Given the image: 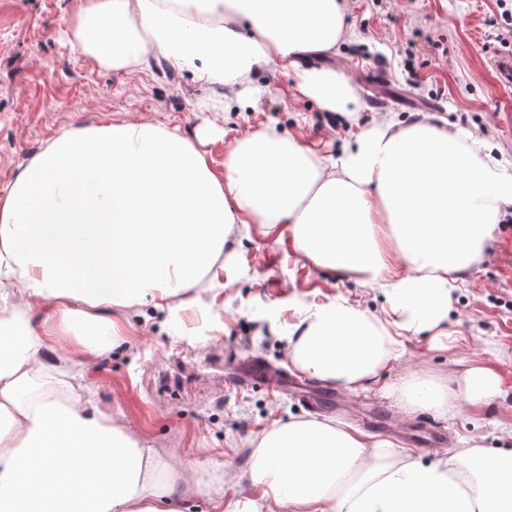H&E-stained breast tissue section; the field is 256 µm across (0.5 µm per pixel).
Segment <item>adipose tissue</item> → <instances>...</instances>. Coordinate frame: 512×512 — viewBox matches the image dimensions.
<instances>
[{"mask_svg": "<svg viewBox=\"0 0 512 512\" xmlns=\"http://www.w3.org/2000/svg\"><path fill=\"white\" fill-rule=\"evenodd\" d=\"M344 14V0H79L75 37L115 70L163 56L211 94L258 98L253 67H288L301 94L351 120L358 88L296 64L335 53ZM505 205L512 173L433 116L362 130L329 159L265 129L236 141L220 171L168 127L61 130L0 195V288L53 307L37 329L18 305H0V512H183L172 483L154 478L157 451L88 413L68 367L123 340L119 320L137 307L201 306L194 290L223 287L238 224L286 225L302 258L382 284L389 299L383 317L339 296L306 308L287 338L293 369L350 393L380 387L408 410L492 404L501 381L479 361L451 384L386 374L407 334L446 321ZM224 484L213 512H512V448L424 463L336 419L275 420ZM228 487L243 497L225 502Z\"/></svg>", "mask_w": 512, "mask_h": 512, "instance_id": "adipose-tissue-1", "label": "adipose tissue"}]
</instances>
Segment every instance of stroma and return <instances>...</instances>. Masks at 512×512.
Listing matches in <instances>:
<instances>
[{
  "mask_svg": "<svg viewBox=\"0 0 512 512\" xmlns=\"http://www.w3.org/2000/svg\"><path fill=\"white\" fill-rule=\"evenodd\" d=\"M77 2L0 0V192L58 131L126 121L178 128L219 169L235 141L266 127L334 157L384 115L407 123L435 115L491 143L512 173V87L500 86L489 65L493 53H512V0H347L354 39L298 64L336 70L358 86L364 109L348 124L275 65L250 74L263 89L258 102L229 112L164 58L132 70L104 67L72 35ZM224 280L226 289L213 291L202 310L142 307L127 323L128 343L70 368L93 404L124 415L168 466L190 462L204 485L216 487L225 467L244 464L243 444L270 420L326 416L425 461L470 438L512 448L511 205L502 208L482 262L453 290L446 335L409 337L388 373L445 379L485 361L503 387L490 406L460 402L445 415L407 414L378 389L353 394L289 370L278 336L303 308L341 296L380 314L388 302L381 285L362 287L300 259L285 227L238 225L224 246ZM219 351L224 374L245 372L259 357L290 383L275 393L258 385L217 389L208 363Z\"/></svg>",
  "mask_w": 512,
  "mask_h": 512,
  "instance_id": "obj_1",
  "label": "stroma"
}]
</instances>
